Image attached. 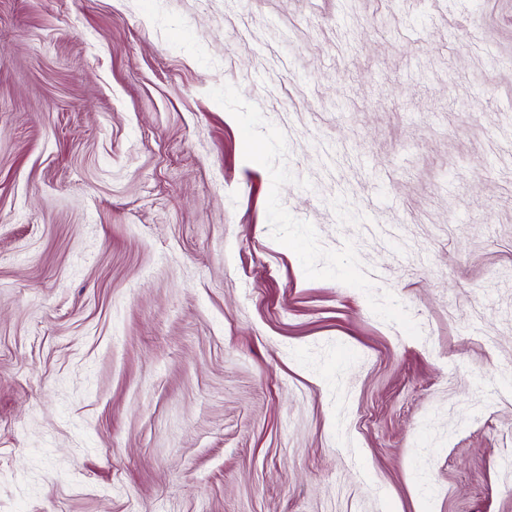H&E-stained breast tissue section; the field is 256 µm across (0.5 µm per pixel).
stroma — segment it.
Segmentation results:
<instances>
[{
	"label": "stroma",
	"instance_id": "1",
	"mask_svg": "<svg viewBox=\"0 0 512 512\" xmlns=\"http://www.w3.org/2000/svg\"><path fill=\"white\" fill-rule=\"evenodd\" d=\"M0 512H512V0H0Z\"/></svg>",
	"mask_w": 512,
	"mask_h": 512
}]
</instances>
